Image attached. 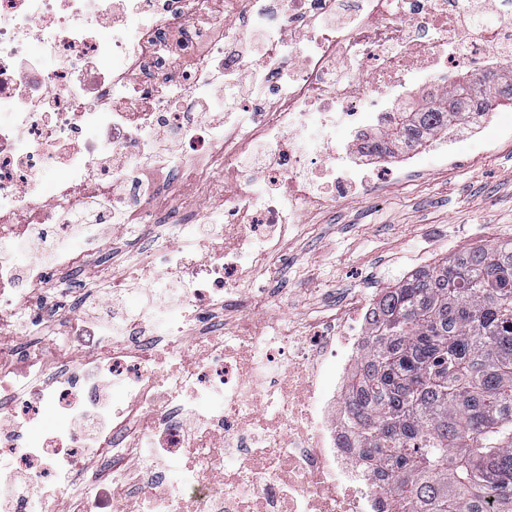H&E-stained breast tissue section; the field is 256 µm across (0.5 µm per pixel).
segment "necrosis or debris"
Listing matches in <instances>:
<instances>
[{"mask_svg": "<svg viewBox=\"0 0 512 512\" xmlns=\"http://www.w3.org/2000/svg\"><path fill=\"white\" fill-rule=\"evenodd\" d=\"M511 59L512 0H0L7 512H52L45 485L66 512H391L343 420L377 293L300 331L208 324L273 270L305 201L366 185L355 137L409 90ZM215 164L223 208L99 269L92 308L49 314L54 274ZM132 279L161 306L112 315ZM21 333L48 342L21 359Z\"/></svg>", "mask_w": 512, "mask_h": 512, "instance_id": "necrosis-or-debris-1", "label": "necrosis or debris"}]
</instances>
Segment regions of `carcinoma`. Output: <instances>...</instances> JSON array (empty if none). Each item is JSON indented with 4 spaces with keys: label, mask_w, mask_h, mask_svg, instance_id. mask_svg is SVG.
I'll list each match as a JSON object with an SVG mask.
<instances>
[{
    "label": "carcinoma",
    "mask_w": 512,
    "mask_h": 512,
    "mask_svg": "<svg viewBox=\"0 0 512 512\" xmlns=\"http://www.w3.org/2000/svg\"><path fill=\"white\" fill-rule=\"evenodd\" d=\"M512 101L500 73L401 112L374 140L418 146L464 109ZM346 421L386 466L394 512H512V241L471 247L381 291Z\"/></svg>",
    "instance_id": "1"
}]
</instances>
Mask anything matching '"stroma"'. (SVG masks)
Returning <instances> with one entry per match:
<instances>
[{"mask_svg":"<svg viewBox=\"0 0 512 512\" xmlns=\"http://www.w3.org/2000/svg\"><path fill=\"white\" fill-rule=\"evenodd\" d=\"M512 119V103L494 107L485 143L458 129L455 163L419 147V163L387 158V175L335 205L305 206L302 227L284 237L276 278L254 271L245 280L266 303L261 320L303 327L343 306L355 292L388 288L411 270L466 247L512 238V140L497 126ZM164 222L112 239L113 266L146 250Z\"/></svg>","mask_w":512,"mask_h":512,"instance_id":"1","label":"stroma"}]
</instances>
